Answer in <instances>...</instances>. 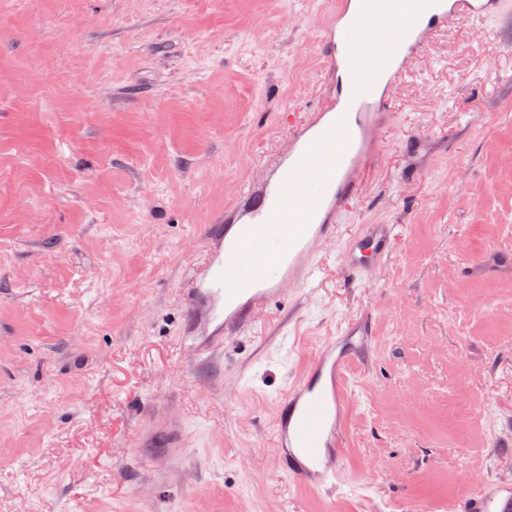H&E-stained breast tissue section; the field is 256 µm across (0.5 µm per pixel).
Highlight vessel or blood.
<instances>
[{
  "mask_svg": "<svg viewBox=\"0 0 512 512\" xmlns=\"http://www.w3.org/2000/svg\"><path fill=\"white\" fill-rule=\"evenodd\" d=\"M506 0H432L426 14L402 24L396 51L374 66L359 62L353 35H384L388 17L337 0L323 29V49L335 87L325 106L295 125L287 146L265 161V173L241 193L201 239L205 258L192 265L182 290L183 330L194 363L221 364L224 347L249 329L256 314L283 296L308 293L323 257L337 241L345 204L356 197L370 159L383 143L392 92L412 72L416 57L439 30L467 22L489 27L507 18ZM394 238L390 224H370L342 252L363 271L384 258ZM368 330L348 322L338 337L317 348L309 370L285 393L275 446L286 473L321 490L334 486L351 398L343 371L351 352L365 348ZM149 447L178 456L186 446L180 428L154 425ZM461 512H512V482L473 481Z\"/></svg>",
  "mask_w": 512,
  "mask_h": 512,
  "instance_id": "vessel-or-blood-1",
  "label": "vessel or blood"
}]
</instances>
